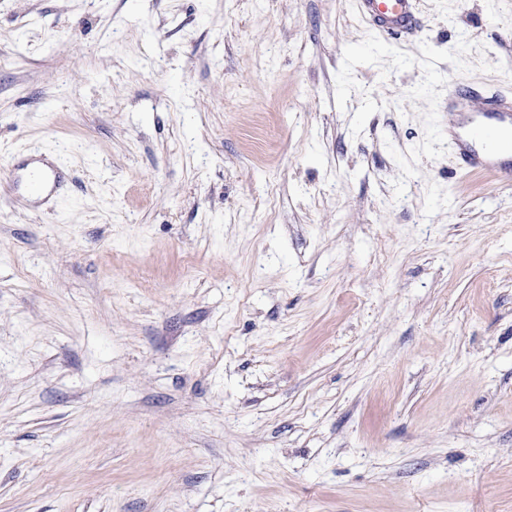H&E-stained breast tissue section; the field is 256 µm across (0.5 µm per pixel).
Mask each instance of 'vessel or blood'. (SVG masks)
Masks as SVG:
<instances>
[{"label":"vessel or blood","instance_id":"1","mask_svg":"<svg viewBox=\"0 0 512 512\" xmlns=\"http://www.w3.org/2000/svg\"><path fill=\"white\" fill-rule=\"evenodd\" d=\"M363 17L384 33L398 37L412 33L418 25L419 0H356ZM448 106L471 111L464 119L465 134H449L448 143L468 171L497 176L512 174V157H499L500 148L512 150V93L477 92L452 83Z\"/></svg>","mask_w":512,"mask_h":512}]
</instances>
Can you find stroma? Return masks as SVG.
Instances as JSON below:
<instances>
[{"label": "stroma", "instance_id": "35a3bbf8", "mask_svg": "<svg viewBox=\"0 0 512 512\" xmlns=\"http://www.w3.org/2000/svg\"><path fill=\"white\" fill-rule=\"evenodd\" d=\"M452 81L512 91V0H0V512H512ZM418 0H357L359 13L394 37L411 34L418 25Z\"/></svg>", "mask_w": 512, "mask_h": 512}]
</instances>
